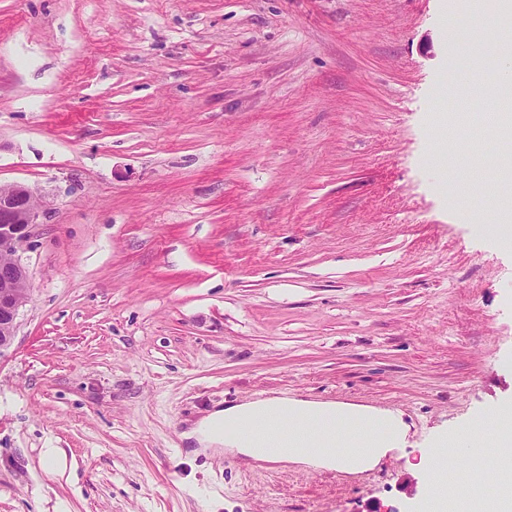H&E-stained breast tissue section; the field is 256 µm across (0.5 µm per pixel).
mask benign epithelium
<instances>
[{
	"mask_svg": "<svg viewBox=\"0 0 512 512\" xmlns=\"http://www.w3.org/2000/svg\"><path fill=\"white\" fill-rule=\"evenodd\" d=\"M40 210L30 187L0 184V354L16 336L18 316L30 297L29 269L21 253L31 243Z\"/></svg>",
	"mask_w": 512,
	"mask_h": 512,
	"instance_id": "1",
	"label": "benign epithelium"
}]
</instances>
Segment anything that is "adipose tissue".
Masks as SVG:
<instances>
[{
	"label": "adipose tissue",
	"mask_w": 512,
	"mask_h": 512,
	"mask_svg": "<svg viewBox=\"0 0 512 512\" xmlns=\"http://www.w3.org/2000/svg\"><path fill=\"white\" fill-rule=\"evenodd\" d=\"M192 434L202 444L227 448L255 462L356 476L405 447L409 427L400 413L387 409L275 396L214 411ZM457 443V435L442 432L421 453V464L433 474L423 512H451L459 499L457 488L444 479L442 465L445 451Z\"/></svg>",
	"instance_id": "1"
}]
</instances>
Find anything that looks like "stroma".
<instances>
[{
  "label": "stroma",
  "mask_w": 512,
  "mask_h": 512,
  "mask_svg": "<svg viewBox=\"0 0 512 512\" xmlns=\"http://www.w3.org/2000/svg\"><path fill=\"white\" fill-rule=\"evenodd\" d=\"M461 0H0V184L41 216L0 354V512H415L512 401V244ZM483 186L484 194H466ZM288 395L400 412L345 476L186 439ZM458 441L457 433L448 435V432H442L435 436L431 448L422 451L419 463L427 466L433 474V490L422 503V511L444 512L445 509L452 511L453 505L459 500L457 488L447 483L443 477L444 467L442 465L446 449H457Z\"/></svg>",
  "instance_id": "1"
}]
</instances>
